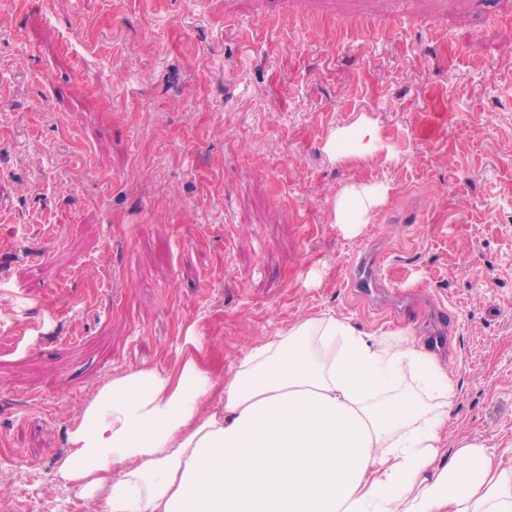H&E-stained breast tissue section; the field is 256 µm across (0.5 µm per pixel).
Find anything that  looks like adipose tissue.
Masks as SVG:
<instances>
[{
	"label": "adipose tissue",
	"instance_id": "ef3b65f1",
	"mask_svg": "<svg viewBox=\"0 0 512 512\" xmlns=\"http://www.w3.org/2000/svg\"><path fill=\"white\" fill-rule=\"evenodd\" d=\"M385 148L359 116L328 131L335 162ZM383 183L344 186L334 224L360 227L385 203ZM189 325L168 367L121 374L83 404L60 481L98 512H512V465L447 439L454 373L404 336L358 332L324 313L275 329L227 375L199 358ZM416 378L422 391L404 387ZM221 405L202 410L205 400Z\"/></svg>",
	"mask_w": 512,
	"mask_h": 512
}]
</instances>
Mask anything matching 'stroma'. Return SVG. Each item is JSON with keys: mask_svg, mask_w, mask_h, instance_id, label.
I'll use <instances>...</instances> for the list:
<instances>
[{"mask_svg": "<svg viewBox=\"0 0 512 512\" xmlns=\"http://www.w3.org/2000/svg\"><path fill=\"white\" fill-rule=\"evenodd\" d=\"M299 11L390 36L289 31ZM511 60L512 0H0V512H97L57 477L73 420L192 323L218 369L326 312L442 336L441 460L511 443ZM361 115L390 159L331 161ZM370 182V224L330 223ZM365 253L414 317L351 288ZM323 25L335 32L336 40L343 43H355L365 34H372L376 39H382L385 36L370 21L359 16L336 18L333 21H325ZM389 187L384 183H360L344 186L331 203L329 220L359 228L370 224L371 214L385 203Z\"/></svg>", "mask_w": 512, "mask_h": 512, "instance_id": "35a3bbf8", "label": "stroma"}]
</instances>
